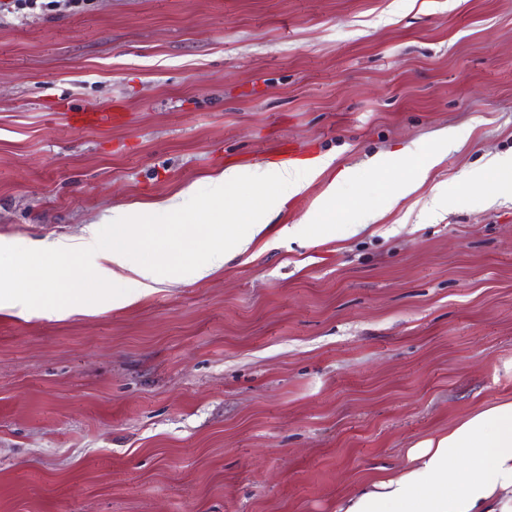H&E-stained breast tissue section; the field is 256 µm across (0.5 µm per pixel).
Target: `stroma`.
I'll return each instance as SVG.
<instances>
[{
    "mask_svg": "<svg viewBox=\"0 0 512 512\" xmlns=\"http://www.w3.org/2000/svg\"><path fill=\"white\" fill-rule=\"evenodd\" d=\"M69 110L119 113L74 130ZM424 184L392 207L402 168ZM512 0H85L0 13V275L116 209L270 163H332L247 253L182 281L158 212L131 244L160 268L124 307L0 302V512H336L413 443L512 398ZM337 218L304 223L328 186ZM443 190L448 204L430 210ZM378 219L365 224L368 211ZM359 225L351 233L350 225ZM439 162L438 157H434L431 160L430 165H435ZM430 165H421L409 163L405 177L400 182L401 194L407 195L414 192L418 187L422 185L427 177Z\"/></svg>",
    "mask_w": 512,
    "mask_h": 512,
    "instance_id": "stroma-1",
    "label": "stroma"
}]
</instances>
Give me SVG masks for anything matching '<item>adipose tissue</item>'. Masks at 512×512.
<instances>
[{"mask_svg":"<svg viewBox=\"0 0 512 512\" xmlns=\"http://www.w3.org/2000/svg\"><path fill=\"white\" fill-rule=\"evenodd\" d=\"M244 184L260 188L261 196L232 198V190ZM209 186L212 203H223L224 209L214 213L211 203L192 215V223L207 225L208 247L200 259L181 264L179 274L186 280L204 278L244 253L303 184L296 172L266 165L226 169L211 177ZM138 234L134 216L120 213L112 217L111 246L102 247L93 232L74 243H55L53 252L62 260L87 258L99 286L107 284L112 267L129 269L133 277L127 288L112 297L115 304L129 305L159 276L156 266L132 261L128 245ZM29 264L24 257L17 261L0 299L22 312L37 296L59 312L83 311L89 289L33 290L26 279ZM336 512H512V400L481 406L447 433L416 442L401 468L378 474L339 499Z\"/></svg>","mask_w":512,"mask_h":512,"instance_id":"adipose-tissue-1","label":"adipose tissue"}]
</instances>
